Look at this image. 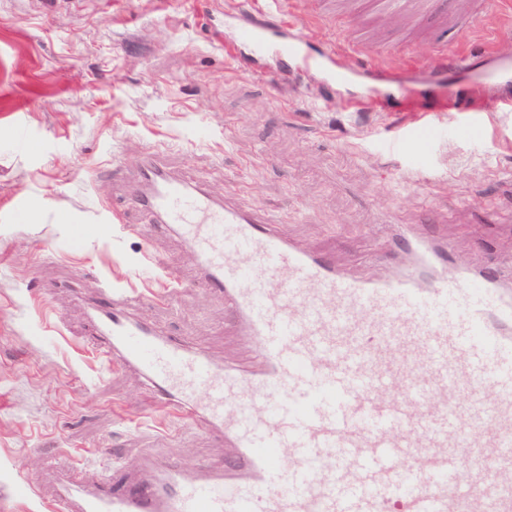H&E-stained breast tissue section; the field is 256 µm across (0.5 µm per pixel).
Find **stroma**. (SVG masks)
I'll list each match as a JSON object with an SVG mask.
<instances>
[{"label":"stroma","instance_id":"1","mask_svg":"<svg viewBox=\"0 0 512 512\" xmlns=\"http://www.w3.org/2000/svg\"><path fill=\"white\" fill-rule=\"evenodd\" d=\"M469 2L393 16L368 0H0V512H50L63 460L135 478L148 462L192 475L233 454L94 344L87 307L105 276L145 287L133 312L157 330L223 364L255 360L187 242L124 208L147 151L273 213L347 275L402 263L393 227L416 224L457 264L512 282V25L489 6L466 27ZM257 23L332 53L351 80L254 54L239 35ZM459 56L460 77L436 65ZM404 92L453 109L417 111ZM425 123L479 132L424 140ZM400 138L408 150L389 148Z\"/></svg>","mask_w":512,"mask_h":512}]
</instances>
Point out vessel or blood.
Masks as SVG:
<instances>
[{"label":"vessel or blood","instance_id":"vessel-or-blood-1","mask_svg":"<svg viewBox=\"0 0 512 512\" xmlns=\"http://www.w3.org/2000/svg\"><path fill=\"white\" fill-rule=\"evenodd\" d=\"M309 71L327 54L277 48ZM126 203L189 243L200 286L223 293L264 367L229 370L131 317L140 298L100 283L89 307L102 356L137 371L174 414L227 441L195 477L178 462L143 479L73 469L53 512H512V283L459 267L401 226L408 262L355 278L145 156ZM494 384L462 432L456 386ZM479 465L461 480L467 449Z\"/></svg>","mask_w":512,"mask_h":512}]
</instances>
